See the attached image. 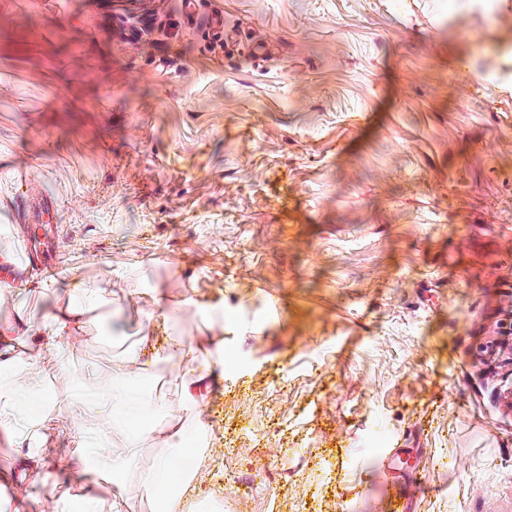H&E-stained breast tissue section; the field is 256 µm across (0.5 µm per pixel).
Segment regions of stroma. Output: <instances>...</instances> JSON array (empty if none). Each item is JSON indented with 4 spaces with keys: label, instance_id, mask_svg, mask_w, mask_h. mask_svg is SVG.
<instances>
[{
    "label": "stroma",
    "instance_id": "obj_1",
    "mask_svg": "<svg viewBox=\"0 0 512 512\" xmlns=\"http://www.w3.org/2000/svg\"><path fill=\"white\" fill-rule=\"evenodd\" d=\"M472 2L0 0V254L20 228L56 265L0 324L24 308L31 343L69 289L112 291L35 435L0 433V466L50 455L70 494L6 512H151L135 472L175 442L99 467L73 418L145 323L224 339L151 366L145 404L205 436L219 512H512V0Z\"/></svg>",
    "mask_w": 512,
    "mask_h": 512
}]
</instances>
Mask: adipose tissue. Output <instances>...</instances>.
<instances>
[{
	"mask_svg": "<svg viewBox=\"0 0 512 512\" xmlns=\"http://www.w3.org/2000/svg\"><path fill=\"white\" fill-rule=\"evenodd\" d=\"M110 294L104 288H78L62 300L46 323V341L35 349L36 357L27 361L22 378L0 385V431L22 437L37 429L38 423L25 411L30 398L41 396L47 380L40 359L62 360L66 352L58 344L61 336L81 325L102 305L108 304ZM148 336H141L139 346L131 348L115 362L111 380L97 383V400L89 409L97 430L90 446L95 458L102 463L120 466L135 456L138 443L147 438L148 429L129 426V419L139 408L140 397L130 388V379L146 372L150 362L145 357ZM184 455L171 454L158 459L141 471L139 479L155 498L167 504V512H185L189 502L200 499L198 481L186 478Z\"/></svg>",
	"mask_w": 512,
	"mask_h": 512,
	"instance_id": "obj_1",
	"label": "adipose tissue"
}]
</instances>
